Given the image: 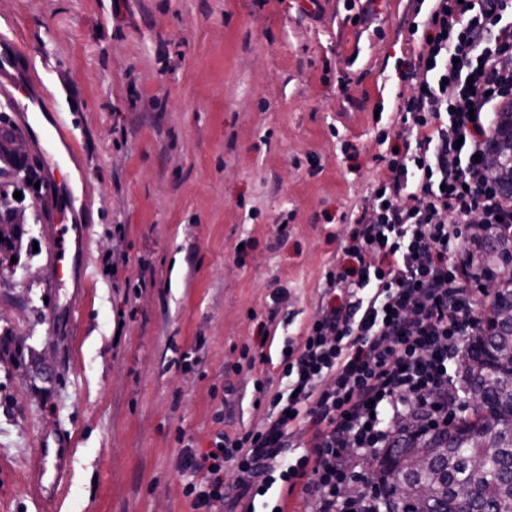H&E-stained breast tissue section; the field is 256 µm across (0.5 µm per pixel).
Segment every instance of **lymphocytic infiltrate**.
<instances>
[{
  "instance_id": "lymphocytic-infiltrate-1",
  "label": "lymphocytic infiltrate",
  "mask_w": 512,
  "mask_h": 512,
  "mask_svg": "<svg viewBox=\"0 0 512 512\" xmlns=\"http://www.w3.org/2000/svg\"><path fill=\"white\" fill-rule=\"evenodd\" d=\"M408 33L422 51L397 112L399 150L382 157L325 274L326 305L281 349L284 387L255 380L260 428L218 431L205 451L185 446L182 494L194 512H249L272 491L300 493L309 512H366L368 500L341 497L353 462L373 460L403 424L448 425L433 407L447 402L448 365L479 324L468 284L482 278L448 246L472 218L512 224L489 118L512 99V0H414ZM228 467L238 475L230 491Z\"/></svg>"
}]
</instances>
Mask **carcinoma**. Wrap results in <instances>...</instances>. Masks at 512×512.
I'll return each instance as SVG.
<instances>
[{"label": "carcinoma", "instance_id": "obj_1", "mask_svg": "<svg viewBox=\"0 0 512 512\" xmlns=\"http://www.w3.org/2000/svg\"><path fill=\"white\" fill-rule=\"evenodd\" d=\"M491 168L512 193V130L495 137ZM478 263L493 282L487 328L469 338V372L450 401L473 398L472 417L426 433L397 432L376 469L388 512H512V228L479 224Z\"/></svg>", "mask_w": 512, "mask_h": 512}]
</instances>
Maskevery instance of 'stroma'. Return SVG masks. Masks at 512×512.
Returning a JSON list of instances; mask_svg holds the SVG:
<instances>
[{
    "label": "stroma",
    "mask_w": 512,
    "mask_h": 512,
    "mask_svg": "<svg viewBox=\"0 0 512 512\" xmlns=\"http://www.w3.org/2000/svg\"><path fill=\"white\" fill-rule=\"evenodd\" d=\"M350 2L0 0L78 144L54 150L85 232L58 297L77 313L53 317L41 173L0 161V512H191L178 434L203 450L260 425L253 381L305 335L420 53L411 0L367 28ZM263 330L269 364L234 373ZM45 436L69 450L50 501Z\"/></svg>",
    "instance_id": "35a3bbf8"
}]
</instances>
